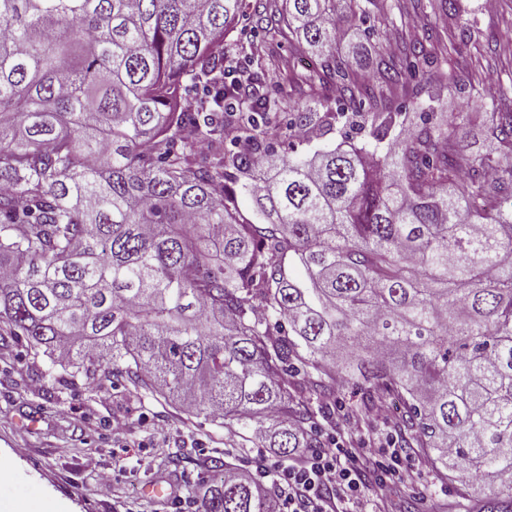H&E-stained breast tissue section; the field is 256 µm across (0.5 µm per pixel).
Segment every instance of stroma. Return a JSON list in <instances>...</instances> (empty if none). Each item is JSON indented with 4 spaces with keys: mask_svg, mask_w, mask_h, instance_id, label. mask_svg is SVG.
Instances as JSON below:
<instances>
[{
    "mask_svg": "<svg viewBox=\"0 0 512 512\" xmlns=\"http://www.w3.org/2000/svg\"><path fill=\"white\" fill-rule=\"evenodd\" d=\"M487 13L484 0H457V20L476 18L473 34L456 66H449L445 47L451 36L442 29L420 33L419 76L407 79L393 101L402 119L398 131L418 123V104L433 97L436 111L463 114L479 111L469 101L470 87L480 86L486 71L499 77L497 100L512 110V0H497ZM267 97L282 99L270 115L273 128L264 143L288 147V115L309 104L307 88L283 96L276 82L263 87ZM50 362L42 354L14 342H0V465L13 479L0 482V512H14L24 494L52 500L59 512H203V487L214 461L255 471L259 460L275 461L276 449L241 448L222 426L135 390L129 383L54 387L38 373ZM362 393L347 385L324 400L320 409L337 431H345L361 414ZM124 424L126 445L112 442L116 424ZM95 457L96 468L86 466ZM160 483L168 491L156 499L144 491ZM454 484L437 469L426 470L409 487H393L387 512H468Z\"/></svg>",
    "mask_w": 512,
    "mask_h": 512,
    "instance_id": "1",
    "label": "stroma"
}]
</instances>
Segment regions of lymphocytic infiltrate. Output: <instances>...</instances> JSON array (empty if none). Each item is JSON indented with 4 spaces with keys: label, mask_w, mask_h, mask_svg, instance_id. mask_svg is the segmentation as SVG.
<instances>
[{
    "label": "lymphocytic infiltrate",
    "mask_w": 512,
    "mask_h": 512,
    "mask_svg": "<svg viewBox=\"0 0 512 512\" xmlns=\"http://www.w3.org/2000/svg\"><path fill=\"white\" fill-rule=\"evenodd\" d=\"M427 464L366 438H337L332 448H304L273 466L287 512H373L385 489L416 483Z\"/></svg>",
    "instance_id": "f902f5d3"
}]
</instances>
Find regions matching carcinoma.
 <instances>
[{"instance_id": "obj_1", "label": "carcinoma", "mask_w": 512, "mask_h": 512, "mask_svg": "<svg viewBox=\"0 0 512 512\" xmlns=\"http://www.w3.org/2000/svg\"><path fill=\"white\" fill-rule=\"evenodd\" d=\"M342 1L368 37L400 9L254 7L252 85L292 87L313 55L312 102L366 117L367 140L309 154L326 115L294 113L281 153L255 119L277 101L224 110L235 86L212 47L244 0H0V341L51 358L54 385L125 377L286 457L321 447L312 404L352 379L364 407L402 410L400 447L461 498L486 493L477 512H512V112L461 122L428 104L381 147L398 113L337 53ZM414 10L425 30L448 16ZM416 50L414 36L379 61L387 88ZM193 90L200 105L183 104ZM471 126L488 148L469 156ZM230 469L207 480L204 512H281Z\"/></svg>"}]
</instances>
